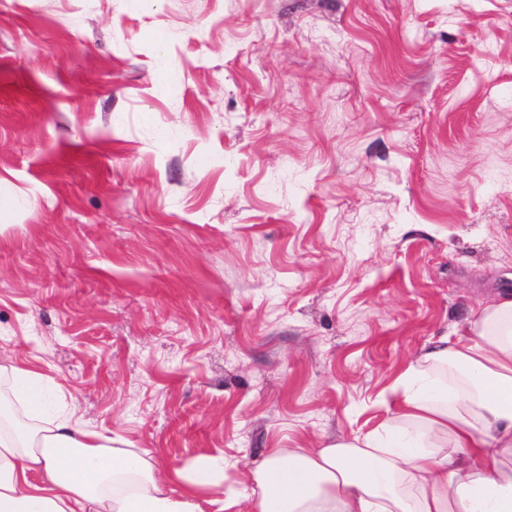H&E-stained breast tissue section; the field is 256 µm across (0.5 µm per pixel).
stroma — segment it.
Segmentation results:
<instances>
[{
	"mask_svg": "<svg viewBox=\"0 0 512 512\" xmlns=\"http://www.w3.org/2000/svg\"><path fill=\"white\" fill-rule=\"evenodd\" d=\"M505 289L512 0H0V351L227 512Z\"/></svg>",
	"mask_w": 512,
	"mask_h": 512,
	"instance_id": "1",
	"label": "stroma"
}]
</instances>
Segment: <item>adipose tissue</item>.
<instances>
[{"instance_id":"ef3b65f1","label":"adipose tissue","mask_w":512,"mask_h":512,"mask_svg":"<svg viewBox=\"0 0 512 512\" xmlns=\"http://www.w3.org/2000/svg\"><path fill=\"white\" fill-rule=\"evenodd\" d=\"M46 382L0 357V512H224L223 459L161 468ZM399 391L366 434L270 449L250 512H512V292L432 337Z\"/></svg>"}]
</instances>
